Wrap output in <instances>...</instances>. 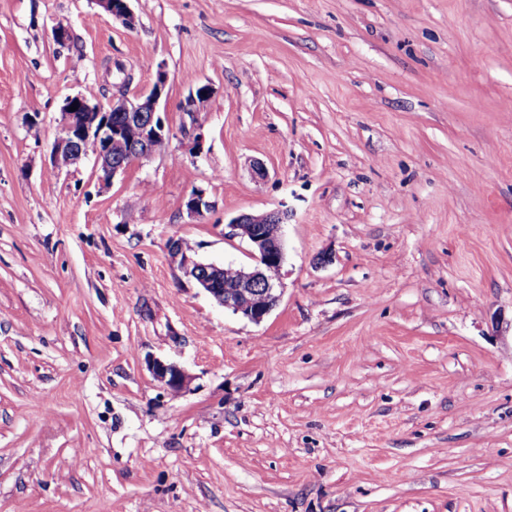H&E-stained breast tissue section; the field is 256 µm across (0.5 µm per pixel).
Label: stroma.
I'll use <instances>...</instances> for the list:
<instances>
[{"mask_svg":"<svg viewBox=\"0 0 512 512\" xmlns=\"http://www.w3.org/2000/svg\"><path fill=\"white\" fill-rule=\"evenodd\" d=\"M130 6L0 0V512H512V0ZM161 63L160 152L54 166L66 95ZM269 211L253 323L169 243L247 266ZM131 0H96L97 4L123 26L132 30L137 25V18L130 7ZM285 218V214L280 212L241 214L224 225L230 228L229 236L249 241L256 262L248 269L224 266V280L228 282L222 281L218 265L192 259L178 240L170 242V249L173 255L180 256V268L186 278L195 281L224 309L258 323L278 305L281 298L280 271L285 253L280 229ZM269 268H276L277 275L270 277L267 274ZM236 269V276L231 280ZM150 369L156 380L172 391H179L186 383L185 373L176 364L154 359Z\"/></svg>","mask_w":512,"mask_h":512,"instance_id":"obj_1","label":"stroma"}]
</instances>
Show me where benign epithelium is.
Wrapping results in <instances>:
<instances>
[{"label": "benign epithelium", "instance_id": "1", "mask_svg": "<svg viewBox=\"0 0 512 512\" xmlns=\"http://www.w3.org/2000/svg\"><path fill=\"white\" fill-rule=\"evenodd\" d=\"M97 4L123 26L132 30L137 18L130 0H96ZM168 72L164 64L157 67L151 86L142 92H131L124 87L107 101L91 99L83 93L68 96L60 107L62 134L52 144L51 157L58 167H68L92 157L102 172V180L109 182L128 167L131 158L141 162L153 156L158 146L166 143L168 127L163 118L161 102L168 92ZM213 94L209 84L198 85L189 95L183 111L200 112ZM77 105L72 111L70 106ZM93 141L97 148L89 154L84 144ZM186 211L198 217L210 208L205 191L196 189L185 201ZM285 214L268 212L241 214L227 227L230 235L249 241L255 265L239 268L234 279L224 282L221 268L203 263L186 254L177 240L170 242L173 255L180 258L183 275L209 293L221 306L251 322H261L279 303L280 276H269L268 269H281L285 259L281 224ZM150 369L158 382L172 391L186 383L185 373L173 363L155 359Z\"/></svg>", "mask_w": 512, "mask_h": 512}]
</instances>
